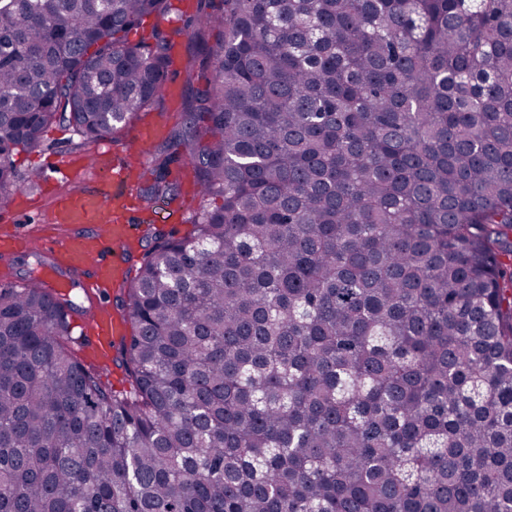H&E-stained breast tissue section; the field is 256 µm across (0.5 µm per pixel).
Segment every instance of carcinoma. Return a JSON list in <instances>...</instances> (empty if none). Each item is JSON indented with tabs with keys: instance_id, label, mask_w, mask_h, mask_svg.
<instances>
[{
	"instance_id": "cac0c4a2",
	"label": "carcinoma",
	"mask_w": 512,
	"mask_h": 512,
	"mask_svg": "<svg viewBox=\"0 0 512 512\" xmlns=\"http://www.w3.org/2000/svg\"><path fill=\"white\" fill-rule=\"evenodd\" d=\"M170 0H0L14 157L163 108ZM192 232L120 311L129 390L75 361L78 304L0 283V512H512V0H205Z\"/></svg>"
}]
</instances>
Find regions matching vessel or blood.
Masks as SVG:
<instances>
[{
  "label": "vessel or blood",
  "mask_w": 512,
  "mask_h": 512,
  "mask_svg": "<svg viewBox=\"0 0 512 512\" xmlns=\"http://www.w3.org/2000/svg\"><path fill=\"white\" fill-rule=\"evenodd\" d=\"M133 165L130 156L112 159L100 152L84 162V170L98 171L101 182L87 185L79 194L58 195L46 218L50 224L70 225L67 237L27 235L20 229L28 218L23 208L15 216L17 230L0 236L1 257L21 249L47 256L42 277L49 286L62 287L61 276L67 271L80 276L99 311L83 328L82 339L103 368L109 365L105 344L126 329L125 320L113 314L105 298L124 278L132 225L138 220L139 208L130 189Z\"/></svg>",
  "instance_id": "1"
}]
</instances>
